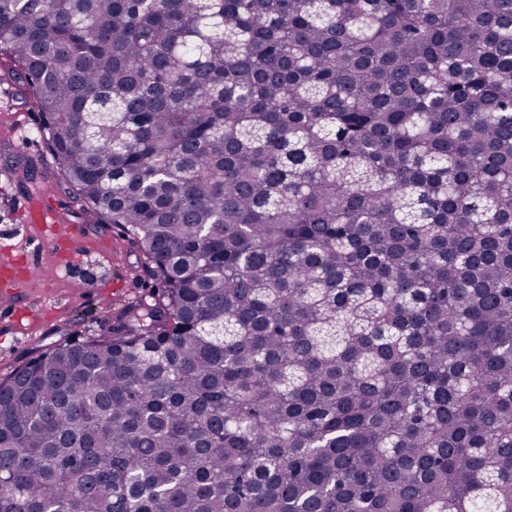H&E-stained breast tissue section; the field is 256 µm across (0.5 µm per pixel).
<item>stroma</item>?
Returning a JSON list of instances; mask_svg holds the SVG:
<instances>
[{
  "mask_svg": "<svg viewBox=\"0 0 512 512\" xmlns=\"http://www.w3.org/2000/svg\"><path fill=\"white\" fill-rule=\"evenodd\" d=\"M39 114L19 85L0 79V270L34 263L39 276L17 277L11 315L0 314V377L21 357L35 355L66 339L98 336L107 317L128 302L148 295L150 279L139 253L108 224H90L56 184V164L36 134ZM34 160L48 176L21 182L17 162ZM64 209V231L80 257L43 246L44 227L29 223L23 207L34 187Z\"/></svg>",
  "mask_w": 512,
  "mask_h": 512,
  "instance_id": "1",
  "label": "stroma"
}]
</instances>
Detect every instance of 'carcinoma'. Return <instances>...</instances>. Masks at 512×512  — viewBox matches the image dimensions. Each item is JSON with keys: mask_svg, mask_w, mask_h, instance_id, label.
<instances>
[{"mask_svg": "<svg viewBox=\"0 0 512 512\" xmlns=\"http://www.w3.org/2000/svg\"><path fill=\"white\" fill-rule=\"evenodd\" d=\"M0 53L156 286L0 381V512H512V0H0Z\"/></svg>", "mask_w": 512, "mask_h": 512, "instance_id": "obj_1", "label": "carcinoma"}]
</instances>
